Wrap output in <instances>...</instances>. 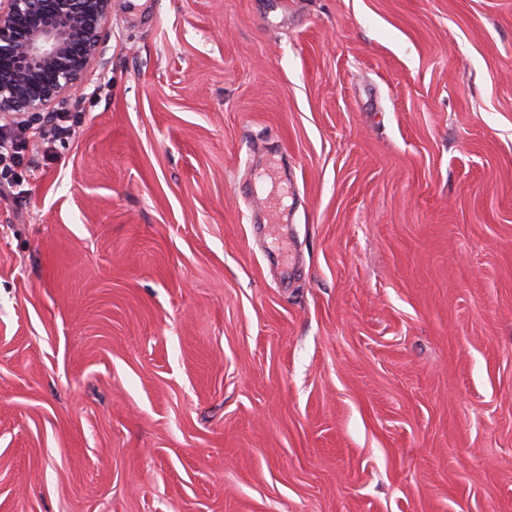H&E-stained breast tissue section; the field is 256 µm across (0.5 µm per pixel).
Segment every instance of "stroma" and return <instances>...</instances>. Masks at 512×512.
I'll use <instances>...</instances> for the list:
<instances>
[{
	"label": "stroma",
	"instance_id": "1",
	"mask_svg": "<svg viewBox=\"0 0 512 512\" xmlns=\"http://www.w3.org/2000/svg\"><path fill=\"white\" fill-rule=\"evenodd\" d=\"M0 199V512H512V0H112ZM49 118V126L39 133V137L42 141V144H48V146L44 149L43 158L47 161L54 160L55 153L53 151V145L57 141H60L63 137L67 138L68 135L71 134L70 127L68 125H64L65 116L60 112H52L48 115Z\"/></svg>",
	"mask_w": 512,
	"mask_h": 512
}]
</instances>
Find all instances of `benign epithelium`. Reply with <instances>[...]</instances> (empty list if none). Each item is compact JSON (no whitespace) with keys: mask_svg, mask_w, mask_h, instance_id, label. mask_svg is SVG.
I'll return each instance as SVG.
<instances>
[{"mask_svg":"<svg viewBox=\"0 0 512 512\" xmlns=\"http://www.w3.org/2000/svg\"><path fill=\"white\" fill-rule=\"evenodd\" d=\"M112 0H0V115L66 103L104 55Z\"/></svg>","mask_w":512,"mask_h":512,"instance_id":"7a95c632","label":"benign epithelium"}]
</instances>
